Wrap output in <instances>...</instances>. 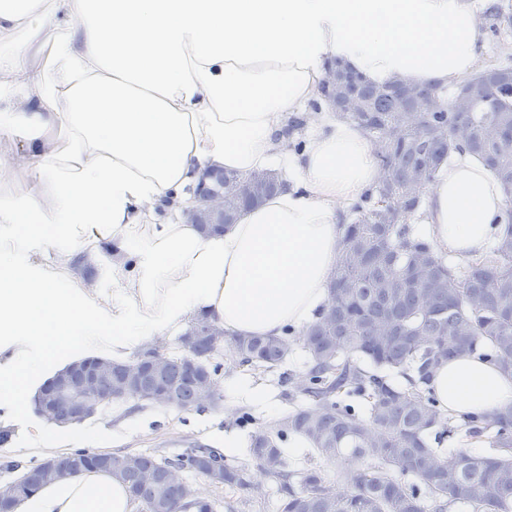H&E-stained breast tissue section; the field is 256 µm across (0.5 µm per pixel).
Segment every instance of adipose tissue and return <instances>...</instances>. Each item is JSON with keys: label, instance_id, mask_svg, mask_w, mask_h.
Masks as SVG:
<instances>
[{"label": "adipose tissue", "instance_id": "ef3b65f1", "mask_svg": "<svg viewBox=\"0 0 512 512\" xmlns=\"http://www.w3.org/2000/svg\"><path fill=\"white\" fill-rule=\"evenodd\" d=\"M476 0H0V422L88 356L125 361L206 318L226 337H304L329 300L346 215L380 160L320 102L333 61L369 83L448 90L483 66ZM48 45L49 65L29 62ZM301 115L303 146L286 132ZM281 185L224 230L194 224L204 171ZM417 220L434 250L481 262L512 223L465 150L441 162ZM431 388L456 421L512 408V372L463 353ZM50 453L78 423L28 421ZM111 472L80 470L15 512H137Z\"/></svg>", "mask_w": 512, "mask_h": 512}]
</instances>
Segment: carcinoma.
Wrapping results in <instances>:
<instances>
[{
	"mask_svg": "<svg viewBox=\"0 0 512 512\" xmlns=\"http://www.w3.org/2000/svg\"><path fill=\"white\" fill-rule=\"evenodd\" d=\"M342 79L326 102L345 118L388 145L381 158L384 177L351 209L345 245L328 305L302 342L307 375L288 395L302 403L282 414L249 441L250 458L263 467L283 494L280 512H512V409L491 422L458 424L436 409L430 373L454 354H476L512 371V224L479 264L461 271L413 234L411 221L424 191L408 195L404 180L414 171L431 181L439 163L460 141L448 127L456 90L430 91L438 111L419 125L404 123L407 104L336 64ZM512 66L491 64L468 77L484 85L491 100L475 103L467 119L473 130L466 148L492 167L512 207ZM356 94L361 112H344L338 99ZM207 190H227L225 216L193 215L204 233L219 231L239 211L255 206L278 187L272 175L252 190L237 175L205 173ZM187 353L169 356L159 371L146 370L140 384L166 388L175 405L195 408L198 377L221 369L216 356L226 344L239 364L264 372L280 368L291 343L267 336L234 337L205 321L183 337ZM297 436L330 462L347 457L361 468L337 469L330 480L321 469H294L279 442ZM459 436L488 443L489 455L463 448L436 467L431 442ZM97 453L77 450L54 457L66 472L97 468ZM171 467L195 471L215 484L250 488L249 464L227 459L213 448H187L174 459L117 452L105 469L120 476L143 512H214V504L187 487L160 480L145 484L142 472L163 475ZM43 465L31 467L13 483L16 496L41 485Z\"/></svg>",
	"mask_w": 512,
	"mask_h": 512,
	"instance_id": "cac0c4a2",
	"label": "carcinoma"
}]
</instances>
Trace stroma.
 Masks as SVG:
<instances>
[{
	"label": "stroma",
	"instance_id": "1",
	"mask_svg": "<svg viewBox=\"0 0 512 512\" xmlns=\"http://www.w3.org/2000/svg\"><path fill=\"white\" fill-rule=\"evenodd\" d=\"M222 365L217 375L221 400L218 406L205 411L165 409L131 401L130 407L120 415H113L111 406H104L95 416L97 422L109 428L104 440L89 435L74 441L77 449L94 452H133L171 458L189 447L220 448L225 435H235L240 446L236 458H244L253 425L267 423L290 408L283 396L284 387L278 372H260L236 364L228 352H220ZM261 381L268 396L267 402L248 399L241 386L248 380ZM253 417L252 425H240L237 418L242 412ZM7 442L0 444V488L15 481L21 469L42 463L41 455L33 452L27 435L17 427H7ZM257 476L250 489L240 490L216 486L204 476L192 471L184 472L185 484L204 498L223 505L231 500L239 512H279L282 497L270 479L259 478L260 467L251 464Z\"/></svg>",
	"mask_w": 512,
	"mask_h": 512
}]
</instances>
